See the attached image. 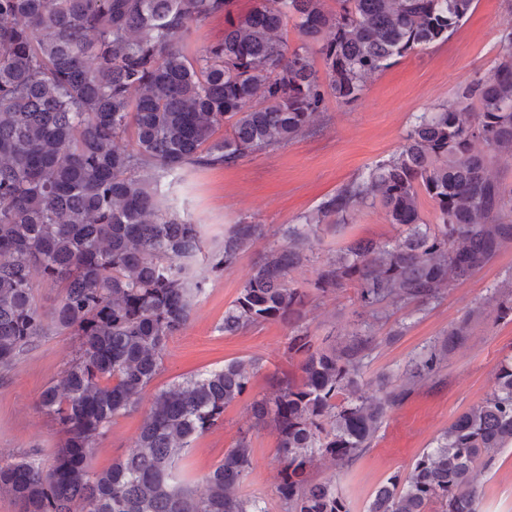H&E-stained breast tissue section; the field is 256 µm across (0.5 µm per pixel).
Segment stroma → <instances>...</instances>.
I'll return each mask as SVG.
<instances>
[{"label":"stroma","instance_id":"stroma-1","mask_svg":"<svg viewBox=\"0 0 512 512\" xmlns=\"http://www.w3.org/2000/svg\"><path fill=\"white\" fill-rule=\"evenodd\" d=\"M512 27V0H475L473 10L447 41L416 50L370 77L360 98L345 106L328 101L315 134L223 168H198L170 175L164 191L170 205L200 224L206 249L222 241L231 224L245 217L265 235L223 274L210 277L187 325L167 344L160 373L136 411L118 417L93 450L96 470L124 456L136 438L154 392L183 377L223 367L235 359L259 358L248 391L224 410V419L199 436L185 461L197 492L242 432H249L253 464L241 490L281 512L277 487L278 440L253 426L250 405L266 394L273 374L293 372L286 353L288 327L271 322L233 336L220 332L224 313L249 279L255 262L280 243L284 225L300 223L328 195L388 159L403 143L415 117L456 101L462 87L492 69L504 53L501 35ZM398 227L380 207H366L349 223L311 233L314 260L289 275L291 286L311 288L316 269L351 241L394 242ZM512 301V247L471 279L436 301L389 308L373 317L360 307L353 288L313 291L307 325L311 335L343 342L355 330L371 332L377 346L366 359L363 380L398 379L413 362L457 326L468 321L465 339L449 348L434 382L385 419L372 448L349 469L321 462L314 479L335 480L350 512H366L375 490L390 476L409 471L414 460L463 412L495 387L501 361L512 355V314L497 315ZM77 348L67 334L39 336L6 369H0V459L48 455L63 439L41 410L42 391L60 380ZM480 512H512V447L502 450L478 480Z\"/></svg>","mask_w":512,"mask_h":512}]
</instances>
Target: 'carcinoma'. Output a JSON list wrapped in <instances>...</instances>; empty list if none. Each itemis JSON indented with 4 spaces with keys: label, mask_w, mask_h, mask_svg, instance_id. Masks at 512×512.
Masks as SVG:
<instances>
[{
    "label": "carcinoma",
    "mask_w": 512,
    "mask_h": 512,
    "mask_svg": "<svg viewBox=\"0 0 512 512\" xmlns=\"http://www.w3.org/2000/svg\"><path fill=\"white\" fill-rule=\"evenodd\" d=\"M261 0L233 15L229 0H0V368L35 337L77 338L62 379L39 405L65 438L48 462H0V490L22 512H268L236 492L252 466L249 434L196 494L178 468L195 440L247 390L259 360H234L155 393L127 454L92 468V451L119 416L135 411L158 375L170 336L188 322L207 277L194 263L200 225L162 204V180L184 168L230 167L315 130L330 99L349 105L398 59L448 39L474 0ZM224 16V37L190 51L199 23ZM302 43L288 45V24ZM504 54L458 101L418 116L386 161L324 198L281 231L232 305L226 335L281 322L297 377L274 375L253 400L254 426L277 433L283 512H350L321 459L351 466L372 447L388 412L436 379L467 324L374 394L360 388L376 337L341 346L305 325L311 293L290 285L308 262L309 232L380 206L399 240L350 242L318 269L314 289L352 285L376 315L426 304L512 246V197L491 176L512 154V28ZM323 68H318L309 46ZM431 199L438 223L421 217ZM264 236L245 218L212 251L217 274ZM61 288L49 310L32 272ZM512 447V357L494 390L459 415L374 493L366 512H478L477 477Z\"/></svg>",
    "instance_id": "1"
}]
</instances>
